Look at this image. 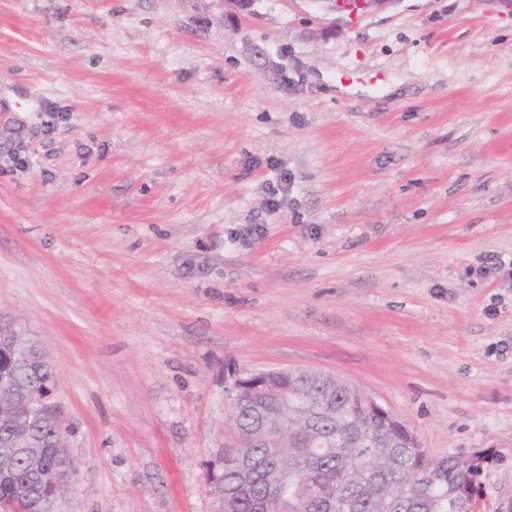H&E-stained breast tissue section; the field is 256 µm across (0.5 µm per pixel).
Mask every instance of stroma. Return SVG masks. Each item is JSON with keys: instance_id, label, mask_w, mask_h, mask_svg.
I'll use <instances>...</instances> for the list:
<instances>
[{"instance_id": "35a3bbf8", "label": "stroma", "mask_w": 512, "mask_h": 512, "mask_svg": "<svg viewBox=\"0 0 512 512\" xmlns=\"http://www.w3.org/2000/svg\"><path fill=\"white\" fill-rule=\"evenodd\" d=\"M284 186L267 213L271 187ZM512 14L0 0V317L59 371L64 512H212L232 372L358 385L512 512Z\"/></svg>"}]
</instances>
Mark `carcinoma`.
Returning <instances> with one entry per match:
<instances>
[{"mask_svg":"<svg viewBox=\"0 0 512 512\" xmlns=\"http://www.w3.org/2000/svg\"><path fill=\"white\" fill-rule=\"evenodd\" d=\"M268 382L299 392L303 408L284 422L273 407L254 415L228 404L240 442L224 448L208 468L233 490L228 512H329L340 492L346 501L336 512H454L453 489L465 484L475 495L479 456L436 461L425 449L410 447L415 436L406 424L377 415L358 386L340 378L328 382L305 369L276 370ZM22 392L36 398L23 409L19 425L40 452V467L70 476L63 467L65 449L55 445L53 369L19 360L3 343L0 397ZM12 433L0 422V512H25L20 486L45 502L54 487L41 481L22 454L3 466L4 443Z\"/></svg>","mask_w":512,"mask_h":512,"instance_id":"carcinoma-1","label":"carcinoma"}]
</instances>
